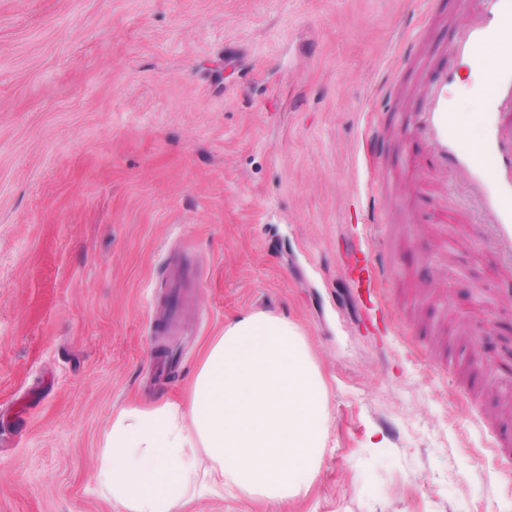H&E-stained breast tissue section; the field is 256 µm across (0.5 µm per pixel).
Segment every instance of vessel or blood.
I'll return each mask as SVG.
<instances>
[{"instance_id":"obj_1","label":"vessel or blood","mask_w":512,"mask_h":512,"mask_svg":"<svg viewBox=\"0 0 512 512\" xmlns=\"http://www.w3.org/2000/svg\"><path fill=\"white\" fill-rule=\"evenodd\" d=\"M460 4L461 20L451 52L475 72L484 110L476 130L461 127L449 96L458 72L444 64H430L420 104L409 123L401 192L408 208L416 211L421 207L416 185L437 188L449 176L461 177L477 201L474 222L487 228L485 244L501 257L493 274L512 284V57L498 52L501 40L512 35V0H460ZM454 221L447 199H439L427 222L441 252L459 244L448 233ZM373 230V225L363 226L360 237L347 249L352 290L367 310L382 309V284L403 274L399 263L376 253Z\"/></svg>"}]
</instances>
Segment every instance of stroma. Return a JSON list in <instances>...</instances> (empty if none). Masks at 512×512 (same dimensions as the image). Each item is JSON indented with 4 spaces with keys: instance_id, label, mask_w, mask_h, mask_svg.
<instances>
[{
    "instance_id": "stroma-1",
    "label": "stroma",
    "mask_w": 512,
    "mask_h": 512,
    "mask_svg": "<svg viewBox=\"0 0 512 512\" xmlns=\"http://www.w3.org/2000/svg\"><path fill=\"white\" fill-rule=\"evenodd\" d=\"M458 21L452 0H0V512H123L95 481L113 417L181 401L256 311L302 328L326 382L320 471L285 503L228 491L192 512H512L480 407L436 370L484 357L483 405L512 432L497 258L462 220L440 259L366 197L399 169L425 63L455 65ZM371 215L412 266L377 322L341 265ZM181 261L202 304L150 335Z\"/></svg>"
}]
</instances>
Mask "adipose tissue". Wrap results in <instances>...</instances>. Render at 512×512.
I'll return each instance as SVG.
<instances>
[{
    "label": "adipose tissue",
    "instance_id": "adipose-tissue-1",
    "mask_svg": "<svg viewBox=\"0 0 512 512\" xmlns=\"http://www.w3.org/2000/svg\"><path fill=\"white\" fill-rule=\"evenodd\" d=\"M325 381L301 327L251 312L208 347L186 404L122 409L99 450L96 482L124 512H189L232 489L282 503L319 472Z\"/></svg>",
    "mask_w": 512,
    "mask_h": 512
}]
</instances>
